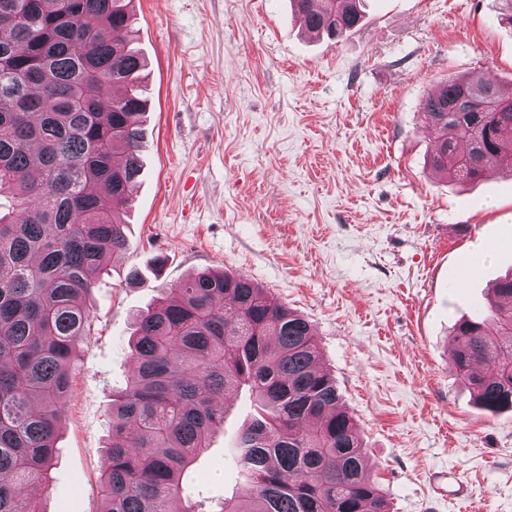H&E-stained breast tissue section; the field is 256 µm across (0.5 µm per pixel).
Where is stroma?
<instances>
[{
    "label": "stroma",
    "instance_id": "35a3bbf8",
    "mask_svg": "<svg viewBox=\"0 0 512 512\" xmlns=\"http://www.w3.org/2000/svg\"><path fill=\"white\" fill-rule=\"evenodd\" d=\"M135 10L143 171L127 247L89 299L40 512H99L135 317L204 268L252 279L314 326L388 512H463L437 493V471L485 512H512V411L479 410L450 361L455 324L512 272V176L436 178L421 106L451 73L512 83L499 0H364L363 26L336 43L306 38L290 0ZM487 242L483 277L465 281ZM224 410L188 480L198 500L248 491L227 450L253 403L241 392Z\"/></svg>",
    "mask_w": 512,
    "mask_h": 512
}]
</instances>
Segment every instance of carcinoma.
Returning <instances> with one entry per match:
<instances>
[{
    "label": "carcinoma",
    "instance_id": "cac0c4a2",
    "mask_svg": "<svg viewBox=\"0 0 512 512\" xmlns=\"http://www.w3.org/2000/svg\"><path fill=\"white\" fill-rule=\"evenodd\" d=\"M133 2L0 0V512H39L21 490L49 481L87 301L126 249L147 108ZM290 2L330 39L363 21L362 0ZM422 108L435 173L464 183L512 163V88L450 75ZM134 336L100 512H201L189 475L224 424L215 400L243 388L254 413L233 453L250 492L212 512H387L312 326L266 289L199 271L160 288ZM451 345L477 404L512 410V274Z\"/></svg>",
    "mask_w": 512,
    "mask_h": 512
}]
</instances>
